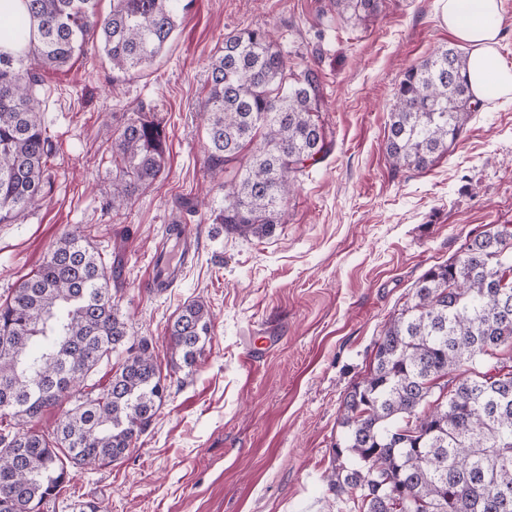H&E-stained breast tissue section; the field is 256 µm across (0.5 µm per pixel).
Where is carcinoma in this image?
I'll use <instances>...</instances> for the list:
<instances>
[{
    "mask_svg": "<svg viewBox=\"0 0 512 512\" xmlns=\"http://www.w3.org/2000/svg\"><path fill=\"white\" fill-rule=\"evenodd\" d=\"M22 0L14 43L0 46V224L48 195L54 148L42 110V72L97 45L124 74L165 50L182 0ZM359 18L377 0H336ZM312 66L288 72L263 30L224 36L211 58L204 166L227 183L213 223L264 237L284 223L297 177L329 152ZM484 100L469 55L451 46L410 65L385 128L396 168L423 171L448 153ZM262 143L248 153L257 134ZM166 134L137 109L112 139V206L129 204L165 171ZM112 266L80 230L63 232L42 264L0 302V512H40L69 470L124 458L151 424L167 386L150 344L131 341ZM210 310L183 306L168 325L172 351L193 366ZM512 231L489 228L429 268L375 342L369 373L347 395L327 476L350 512H512ZM71 404L51 430L26 428Z\"/></svg>",
    "mask_w": 512,
    "mask_h": 512,
    "instance_id": "obj_1",
    "label": "carcinoma"
}]
</instances>
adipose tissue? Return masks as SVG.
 Wrapping results in <instances>:
<instances>
[{"instance_id": "1", "label": "adipose tissue", "mask_w": 512, "mask_h": 512, "mask_svg": "<svg viewBox=\"0 0 512 512\" xmlns=\"http://www.w3.org/2000/svg\"><path fill=\"white\" fill-rule=\"evenodd\" d=\"M502 0H439L441 17L449 31L471 47L470 80L475 94L494 86L500 95H512V65L496 53Z\"/></svg>"}]
</instances>
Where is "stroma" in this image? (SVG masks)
Listing matches in <instances>:
<instances>
[{
  "label": "stroma",
  "mask_w": 512,
  "mask_h": 512,
  "mask_svg": "<svg viewBox=\"0 0 512 512\" xmlns=\"http://www.w3.org/2000/svg\"><path fill=\"white\" fill-rule=\"evenodd\" d=\"M269 31L289 63L321 80L329 157L302 178L270 236L225 235L210 175L201 101L228 33ZM438 0H380L356 19L336 0H190L166 51L116 78L94 48L46 71L44 120L55 145L52 190L0 224V299L74 227L108 260L133 340L148 339L170 387L147 430L112 465L72 469L42 512H339L328 490L344 399L373 361L385 324L416 281L489 224L512 225V97L486 95L466 132L423 172L384 150L394 92L409 63L456 45ZM142 106L164 126L162 181L111 206L112 136ZM196 245L178 281L150 291L155 248L172 224ZM201 300L213 318L186 367L167 325ZM267 345L256 359L252 345Z\"/></svg>",
  "instance_id": "35a3bbf8"
}]
</instances>
